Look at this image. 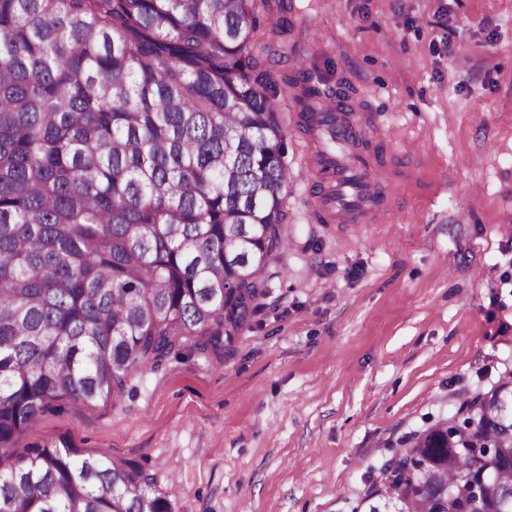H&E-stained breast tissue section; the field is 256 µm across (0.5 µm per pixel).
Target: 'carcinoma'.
Masks as SVG:
<instances>
[{
  "label": "carcinoma",
  "mask_w": 512,
  "mask_h": 512,
  "mask_svg": "<svg viewBox=\"0 0 512 512\" xmlns=\"http://www.w3.org/2000/svg\"><path fill=\"white\" fill-rule=\"evenodd\" d=\"M255 0H0V457L52 402L120 401L177 348L220 353L287 246L280 86ZM303 128L321 92L301 74ZM366 512H512V386L404 441ZM129 463L36 443L0 512H172Z\"/></svg>",
  "instance_id": "carcinoma-1"
}]
</instances>
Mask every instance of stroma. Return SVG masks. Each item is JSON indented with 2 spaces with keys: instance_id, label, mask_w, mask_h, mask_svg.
Returning <instances> with one entry per match:
<instances>
[{
  "instance_id": "1",
  "label": "stroma",
  "mask_w": 512,
  "mask_h": 512,
  "mask_svg": "<svg viewBox=\"0 0 512 512\" xmlns=\"http://www.w3.org/2000/svg\"><path fill=\"white\" fill-rule=\"evenodd\" d=\"M259 61L348 94L380 224L316 220L318 172L280 94L288 247L221 357L185 347L120 403L61 400L12 455L75 448L152 474L174 512H351L400 440L512 382V0H287Z\"/></svg>"
}]
</instances>
